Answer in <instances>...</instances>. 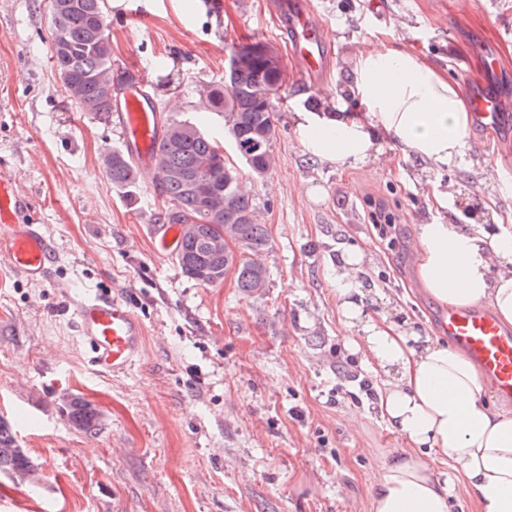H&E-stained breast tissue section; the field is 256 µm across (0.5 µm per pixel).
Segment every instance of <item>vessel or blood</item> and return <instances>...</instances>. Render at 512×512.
Wrapping results in <instances>:
<instances>
[{"mask_svg":"<svg viewBox=\"0 0 512 512\" xmlns=\"http://www.w3.org/2000/svg\"><path fill=\"white\" fill-rule=\"evenodd\" d=\"M288 27L302 70L309 74L322 71L326 60L317 27L302 11L289 17ZM473 107L476 118L487 128L499 127L507 115L505 101L495 93L475 96ZM111 120L137 157L141 175H152V152L160 134V117L142 82H135L123 92L119 109ZM31 206L27 193L0 180V223L8 228L7 235L0 237V254L14 270L29 279L43 280L51 271L55 253L40 225L20 221L21 211ZM152 237L161 253H173L181 240V227L153 225ZM76 316L81 336L91 345L92 361L102 371L125 372L139 356L144 329L121 297H83ZM438 325L441 334L464 350L490 377L498 396L512 400V329L503 326L486 308L441 309Z\"/></svg>","mask_w":512,"mask_h":512,"instance_id":"obj_1","label":"vessel or blood"}]
</instances>
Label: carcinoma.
Listing matches in <instances>:
<instances>
[{
    "mask_svg": "<svg viewBox=\"0 0 512 512\" xmlns=\"http://www.w3.org/2000/svg\"><path fill=\"white\" fill-rule=\"evenodd\" d=\"M49 14L51 61L68 97L78 110L108 120L117 90L104 0H49ZM262 46L233 47L224 80L198 92L197 120L166 115L154 149L155 180L164 200L155 223L183 225L175 253L181 272L203 286L230 275L246 296L263 295L270 284L269 269L260 261L269 250V236L257 219L253 187L276 164V103L283 88V68L260 51ZM212 114L223 120L224 135L241 164L227 162L224 146L205 128ZM102 164L112 186L136 203L139 175L132 154L114 148ZM227 238L233 246L225 244ZM66 413L79 431L92 432L100 424L96 408L77 397L68 400ZM0 471L20 481L35 472L1 422Z\"/></svg>",
    "mask_w": 512,
    "mask_h": 512,
    "instance_id": "cac0c4a2",
    "label": "carcinoma"
}]
</instances>
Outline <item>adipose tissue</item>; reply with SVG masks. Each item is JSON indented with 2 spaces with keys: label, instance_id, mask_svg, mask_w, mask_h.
<instances>
[{
  "label": "adipose tissue",
  "instance_id": "obj_1",
  "mask_svg": "<svg viewBox=\"0 0 512 512\" xmlns=\"http://www.w3.org/2000/svg\"><path fill=\"white\" fill-rule=\"evenodd\" d=\"M354 112L300 111L304 154L344 170L371 160L384 143L439 168L470 157V107L447 73L413 47L379 37L351 60ZM417 276L443 307L486 304L512 323V227L423 224ZM369 259L353 248L332 270L338 323L368 367L390 449L375 478L370 512H512V411L491 397L492 382L461 350L421 335L389 295L365 284Z\"/></svg>",
  "mask_w": 512,
  "mask_h": 512
}]
</instances>
